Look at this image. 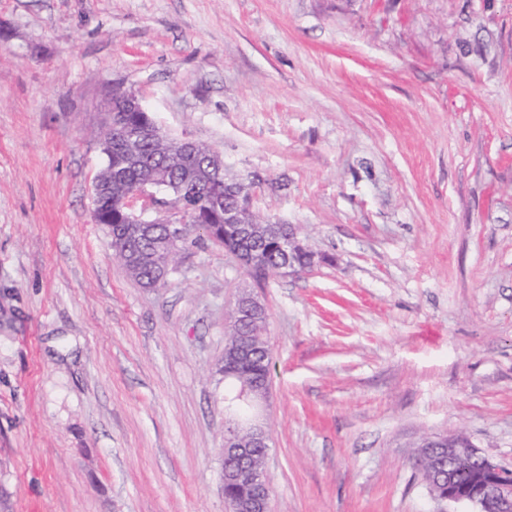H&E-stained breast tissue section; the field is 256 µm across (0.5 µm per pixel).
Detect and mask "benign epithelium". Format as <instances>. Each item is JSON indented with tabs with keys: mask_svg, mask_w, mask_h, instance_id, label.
Wrapping results in <instances>:
<instances>
[{
	"mask_svg": "<svg viewBox=\"0 0 512 512\" xmlns=\"http://www.w3.org/2000/svg\"><path fill=\"white\" fill-rule=\"evenodd\" d=\"M133 114L137 117L135 136H147L153 140L167 138L135 92L128 90L118 98H108L106 119L98 146L109 170L105 171L94 188L95 211L102 202L112 198V154L121 151L130 163H139V153L133 139L122 143L112 136L113 131L127 125ZM224 187L229 194L239 199L237 206L224 211V223L239 224L243 236L250 240L256 239L257 226L250 222L253 182L237 178L230 184H224ZM184 190L185 185L182 184L176 192H171L168 178L152 172L137 182L134 191L122 199V223L143 232L149 231L155 224L168 225L166 245L146 257L156 269L165 274L174 268L172 257L179 253L176 244L191 235L189 226L185 225L184 200H174ZM282 245L288 256H304L306 265L298 268L290 262L280 268V275H295L316 265L317 254L304 244L298 232L288 230ZM231 319L235 323L249 321L253 327H264L267 325L266 308L245 290L234 304ZM256 346V342L240 334L228 338L224 347V376L233 375L239 364L249 361ZM268 441L269 433L257 417L224 436L223 486L249 487L248 493L242 496H225L230 512H269L272 488L265 468L248 463V460L254 458V449L268 447ZM422 453L439 459L435 481L445 485V493L440 496V500L469 503L477 507V512H512V468L486 456L470 438L463 435L427 438L422 445ZM463 474L469 475L468 480H460Z\"/></svg>",
	"mask_w": 512,
	"mask_h": 512,
	"instance_id": "1",
	"label": "benign epithelium"
}]
</instances>
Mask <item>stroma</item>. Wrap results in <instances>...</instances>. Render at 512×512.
Masks as SVG:
<instances>
[{
  "instance_id": "35a3bbf8",
  "label": "stroma",
  "mask_w": 512,
  "mask_h": 512,
  "mask_svg": "<svg viewBox=\"0 0 512 512\" xmlns=\"http://www.w3.org/2000/svg\"><path fill=\"white\" fill-rule=\"evenodd\" d=\"M325 257L187 241L140 287L92 217L112 84ZM266 306L270 512H472L512 467V0H0V512H228L224 318ZM267 317L265 306L247 290L237 298L231 312L232 324L249 321L257 329L267 325ZM422 454L439 459L436 483H444L445 493L438 499L469 503L476 512L512 511V468L486 456L470 438L463 435L427 438ZM463 474H468V480Z\"/></svg>"
}]
</instances>
